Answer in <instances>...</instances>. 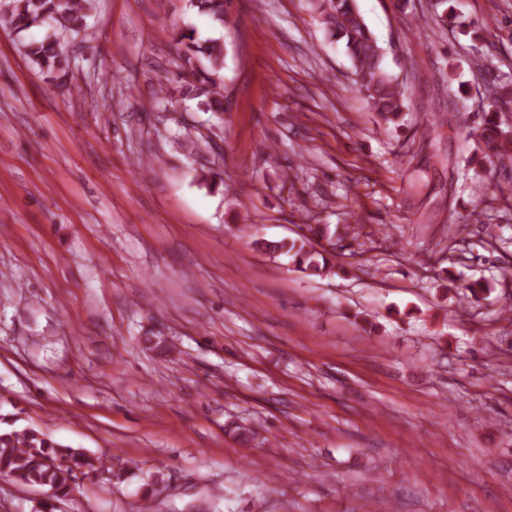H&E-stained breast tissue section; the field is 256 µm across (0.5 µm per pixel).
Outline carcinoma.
Listing matches in <instances>:
<instances>
[{
	"instance_id": "cac0c4a2",
	"label": "carcinoma",
	"mask_w": 512,
	"mask_h": 512,
	"mask_svg": "<svg viewBox=\"0 0 512 512\" xmlns=\"http://www.w3.org/2000/svg\"><path fill=\"white\" fill-rule=\"evenodd\" d=\"M231 2L190 0V6L222 25ZM310 5L323 28L344 44L354 82L360 87L369 111L376 113L386 125L400 126L402 113L409 109V89L386 68L384 49L356 0H312ZM94 7V0H0V23L19 33L52 25L58 26L60 32H79L85 29L86 18ZM176 43L183 46L179 72L177 78L159 82V101L172 105L179 100L196 99L203 111L223 113L222 45L216 39L198 40L192 29L181 32ZM22 52L46 81L59 89L68 87L76 64L60 48L58 37L24 43ZM511 93L512 86L508 84H492L486 120L477 133L474 149L482 154V159L496 161L502 167L512 163V130L506 126L498 106ZM252 245L263 253L288 255L296 270L309 276H323L333 268L325 252L312 249L310 238L305 235L288 241L255 238ZM3 421L7 428L0 431L1 477L47 487L61 499L76 489L78 475L107 469L106 461L101 458L63 450L43 432L15 429L7 417Z\"/></svg>"
}]
</instances>
